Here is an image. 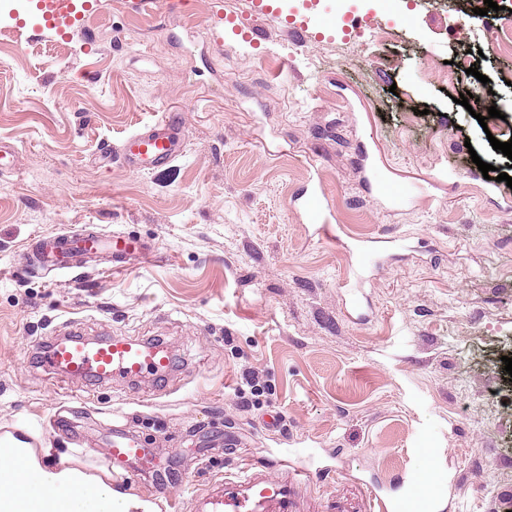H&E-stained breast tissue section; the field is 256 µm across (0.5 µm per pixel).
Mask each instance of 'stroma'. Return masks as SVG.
<instances>
[{
    "label": "stroma",
    "mask_w": 512,
    "mask_h": 512,
    "mask_svg": "<svg viewBox=\"0 0 512 512\" xmlns=\"http://www.w3.org/2000/svg\"><path fill=\"white\" fill-rule=\"evenodd\" d=\"M4 2L0 427L29 424L99 474L123 418L174 468L167 486H122L159 512H192L229 469L199 446L226 429L255 460L297 448L322 469L299 488L303 512H371L375 487L423 466L417 448L447 476L438 512H512V188L477 167L508 158L442 79L475 61L467 91L493 96L512 130V57L490 56L496 24L470 17L482 0H275V17L250 0H158L150 16L101 0L62 56ZM348 4L371 26H335ZM219 11L220 31L205 24ZM169 109L186 144L172 163L101 162ZM315 188L340 243L305 217ZM84 225L156 254L118 274L23 267L40 239ZM375 237L388 243L371 263ZM114 335L163 341L176 368L132 391L40 362L56 337ZM246 370L259 385L240 398Z\"/></svg>",
    "instance_id": "35a3bbf8"
}]
</instances>
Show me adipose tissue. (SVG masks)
<instances>
[{
  "label": "adipose tissue",
  "mask_w": 512,
  "mask_h": 512,
  "mask_svg": "<svg viewBox=\"0 0 512 512\" xmlns=\"http://www.w3.org/2000/svg\"><path fill=\"white\" fill-rule=\"evenodd\" d=\"M55 455L0 438V512H157L156 504L117 494L102 476Z\"/></svg>",
  "instance_id": "adipose-tissue-1"
}]
</instances>
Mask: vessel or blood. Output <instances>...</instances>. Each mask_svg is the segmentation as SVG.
<instances>
[{"label": "vessel or blood", "instance_id": "b4317fda", "mask_svg": "<svg viewBox=\"0 0 512 512\" xmlns=\"http://www.w3.org/2000/svg\"><path fill=\"white\" fill-rule=\"evenodd\" d=\"M75 6V0H36L35 3L41 27L60 34L65 32L67 17ZM181 134V115L163 112L152 123L126 136L118 148L104 147L102 158L108 161L117 154L130 170L150 171L180 155ZM304 209L321 237L334 240V230L323 216L321 192H309ZM99 252L109 253L113 271L121 272L129 261L153 257L155 247L148 240L123 232H63L47 240L40 260L44 267L69 270L79 257ZM43 363L48 371L68 378L103 382L118 374L133 383L150 372L169 373L171 357L164 345L111 336L92 344L77 340L51 344ZM107 455L116 482L142 473L156 476L162 473V466L150 449L121 422L112 427ZM313 477L310 469L290 460L264 464L247 460L237 472L226 473L223 480L214 483L203 498L202 509L203 512H296L293 490ZM442 487L443 477L438 469L414 473L402 496L375 494L373 512H433Z\"/></svg>", "mask_w": 512, "mask_h": 512}]
</instances>
